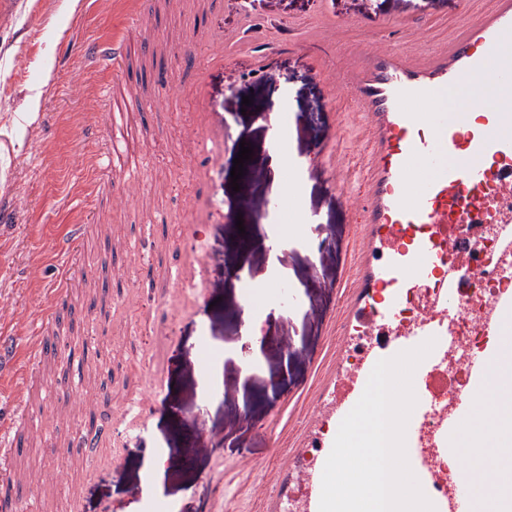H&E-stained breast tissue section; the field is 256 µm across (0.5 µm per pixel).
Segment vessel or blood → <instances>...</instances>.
I'll return each mask as SVG.
<instances>
[{
    "instance_id": "vessel-or-blood-1",
    "label": "vessel or blood",
    "mask_w": 512,
    "mask_h": 512,
    "mask_svg": "<svg viewBox=\"0 0 512 512\" xmlns=\"http://www.w3.org/2000/svg\"><path fill=\"white\" fill-rule=\"evenodd\" d=\"M474 18L448 34L413 26L397 39L358 43L340 66L326 70L331 85L353 102L364 131L355 180L349 160L334 147L323 150L330 176L344 190L357 217L355 260L340 311L341 337L329 359V371L298 412L300 444L274 451L273 464L257 481L261 512H319L322 474L339 426L362 396L376 363L434 340L431 352L416 367L417 403L405 432L409 466L435 512H472L470 483L462 469L438 468L440 459L458 452V435L478 415L477 400L491 388L490 376L501 360L499 345L474 350L448 325L476 309L483 330L498 334L512 317V289L497 290L472 305L465 286L477 268L512 270V0H467ZM138 7L122 15L119 29L94 42L89 58L107 80L103 101L108 131H90L102 142L97 166L109 178L112 205L127 206L130 189L147 183L142 160L131 157L124 135L128 104L118 101L111 77L119 75L134 50L131 34L146 25ZM224 34L211 33L191 86L195 139L186 166L206 180L219 162L224 144L223 114L205 93L209 66L223 61ZM488 77L499 94L497 109L479 113L467 124L457 111H423L437 94L468 88ZM86 224H71L58 248L63 257L56 289L65 295L74 276L79 247L89 235ZM490 235L491 254L478 242ZM191 230L166 241L180 255L177 283L193 291L202 260ZM431 287L418 315L401 322V305L420 282ZM57 313L29 321V371H36L52 350L46 336ZM444 365L458 367L457 383L436 385L437 402L425 394L426 381ZM40 436L52 447V435L36 414L21 408L0 426V480L6 479L19 433Z\"/></svg>"
}]
</instances>
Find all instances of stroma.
Instances as JSON below:
<instances>
[{"label": "stroma", "instance_id": "1", "mask_svg": "<svg viewBox=\"0 0 512 512\" xmlns=\"http://www.w3.org/2000/svg\"><path fill=\"white\" fill-rule=\"evenodd\" d=\"M147 25L136 30L137 54L123 69V86L142 101L158 96L154 77L168 72L192 80L190 58L174 53L170 37L193 30L204 45L212 30L235 31L245 20L267 22L280 35L262 51L232 46L209 79L224 119V157L211 179L196 182L184 166L190 150L182 135L186 107L158 133L147 113L134 116L130 153L147 165L152 189L115 211L105 202L87 132L103 128L99 102L103 79L89 64V46L112 32L122 0H0V412L40 407L55 433V452L26 443L14 457L26 476L21 493L39 490L37 512H64L54 493L62 465L74 474L80 512H258L253 467L269 464L270 440L294 423L293 408L308 397L323 370L328 324L342 294L355 216L343 201L319 150L340 140L348 158L362 142L347 119L349 102L328 82L324 63L340 64L348 43L366 42L425 24L445 33L466 19L462 0H140ZM333 17L349 22L345 43L328 50L292 45L289 34ZM250 105H243V98ZM288 113V161L306 174L304 208L278 207L271 178L232 183L240 144L266 167L272 148L273 113ZM198 195L208 213L193 246L205 265L197 290L183 298L175 288V253L149 248L154 237L178 236L188 219L186 196ZM161 213L163 223L146 225ZM296 239L277 256L246 246L239 225L263 224L268 234L297 226ZM89 222L81 247L85 266L69 295L58 300L61 261L55 250L66 225ZM145 249L125 278L112 263L129 241ZM255 279L270 283L272 310L258 362L243 373L239 358L245 319L240 297ZM131 289L140 309L124 310ZM59 304L65 324L58 350L110 360L111 376L96 375L90 391L107 386L86 424L110 419L114 408L137 395L151 401L146 413L119 422L96 456L83 457L73 443L76 423L59 403L41 405L24 385L28 338L24 321ZM224 366V390H207L199 374L205 356ZM200 445L195 456L188 448ZM165 457L161 478L148 462Z\"/></svg>", "mask_w": 512, "mask_h": 512}]
</instances>
